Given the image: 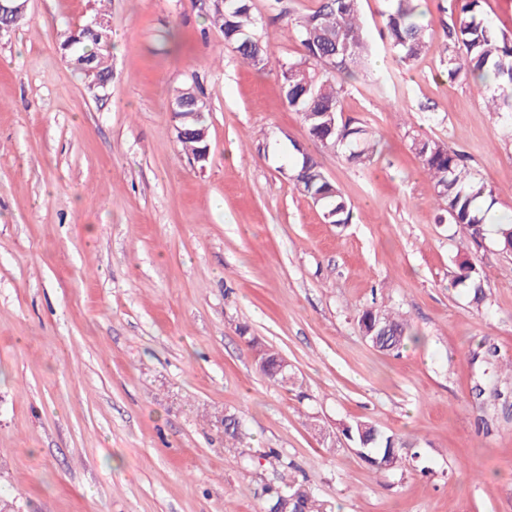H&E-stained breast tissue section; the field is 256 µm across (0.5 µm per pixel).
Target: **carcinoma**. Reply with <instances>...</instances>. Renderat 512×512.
<instances>
[{
  "label": "carcinoma",
  "mask_w": 512,
  "mask_h": 512,
  "mask_svg": "<svg viewBox=\"0 0 512 512\" xmlns=\"http://www.w3.org/2000/svg\"><path fill=\"white\" fill-rule=\"evenodd\" d=\"M386 2L383 39L403 64L417 59L429 46L430 23L420 19L416 0H384ZM360 0H320L312 13L291 20L304 57L281 67V90L288 107L301 114L312 141L321 148L344 154L360 166L374 162L379 140L366 126H354L342 119L345 83L352 78L369 53L360 19ZM441 63L449 84L472 78L480 89H487L490 111L512 116V35L498 29L482 11V0H448ZM224 31V42L258 70L268 65L267 25L252 11L251 0H224L218 11ZM70 63L81 71L90 65L100 73H108L110 39L97 37L80 29L72 45L64 49ZM185 98L189 115L177 125L182 132L177 140L183 151L194 157L206 147L201 139L207 129L208 101L191 86L175 91L174 99ZM410 149L430 178L439 209L448 221L462 230L468 240L482 243L494 220L497 198L494 190L477 180L459 153L442 141L411 137ZM298 157L288 167V179L304 196L322 211L329 224H347L351 209L340 189L325 175L320 163L299 146ZM494 241L501 250L512 243V224L498 223ZM453 284L466 288L471 303H486L482 273L475 263H460ZM362 335L374 348L397 353L411 340L408 323L403 316L385 305L373 304L363 310L358 320ZM283 357L264 349L259 364L276 386L288 388L291 376L282 367ZM243 423L234 415L224 416V438L241 442ZM344 436L363 451L362 458L376 471H397L405 467L412 442L384 432L377 424L358 420L343 428ZM267 512H322L313 494L295 481H281L265 488Z\"/></svg>",
  "instance_id": "cac0c4a2"
}]
</instances>
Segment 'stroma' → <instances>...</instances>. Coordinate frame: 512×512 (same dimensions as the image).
Returning a JSON list of instances; mask_svg holds the SVG:
<instances>
[{"mask_svg": "<svg viewBox=\"0 0 512 512\" xmlns=\"http://www.w3.org/2000/svg\"><path fill=\"white\" fill-rule=\"evenodd\" d=\"M438 3L420 0L429 48L403 65L384 0L360 2L372 55L342 118L378 134L362 168L319 150L282 96L279 67L303 53L289 21L319 0H253L275 30L262 71L225 45L221 0H29L0 37V512H266L285 459L326 512H512V254L441 221L409 149L465 154L508 217L512 122L443 75ZM101 14L97 88L60 45ZM186 84L210 105L203 164L176 138ZM293 142L349 224L281 172ZM466 259L479 309L451 285ZM375 302L415 334L399 353L360 332ZM261 345L293 387L264 375ZM356 420L413 437L418 459L372 471L342 433Z\"/></svg>", "mask_w": 512, "mask_h": 512, "instance_id": "obj_1", "label": "stroma"}]
</instances>
